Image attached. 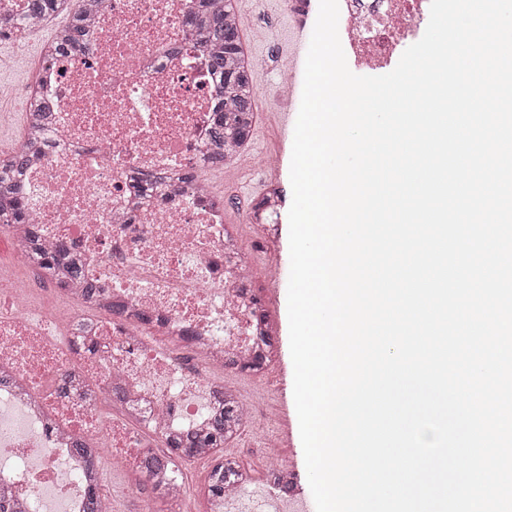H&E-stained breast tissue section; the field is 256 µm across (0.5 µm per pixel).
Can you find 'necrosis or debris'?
Here are the masks:
<instances>
[{
  "label": "necrosis or debris",
  "mask_w": 512,
  "mask_h": 512,
  "mask_svg": "<svg viewBox=\"0 0 512 512\" xmlns=\"http://www.w3.org/2000/svg\"><path fill=\"white\" fill-rule=\"evenodd\" d=\"M194 0H103L86 29L85 51L62 63L42 58L36 96L51 113L50 148L33 147L26 174L28 208L48 246H77L95 306L81 290L48 284L55 304L34 288L0 279V487L28 512H80L85 460L72 437L94 444L103 498L113 475H140L144 454L200 427L225 390L233 366L264 350L256 317L253 259L245 235L268 234L255 207L238 223L224 219V196L204 174L214 146L210 115L217 82L186 19ZM338 31L348 58L390 66L398 49L419 41L430 0H339ZM196 176L173 188L162 174ZM160 180L135 184L138 174ZM120 302L127 316L110 315ZM147 312L148 324L137 321ZM75 381L61 395L55 382ZM243 427L261 438L257 464L225 449L237 476L209 512H299L275 476L287 473L255 400L241 398Z\"/></svg>",
  "instance_id": "4bbe7bcc"
}]
</instances>
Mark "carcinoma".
Instances as JSON below:
<instances>
[{"instance_id":"carcinoma-1","label":"carcinoma","mask_w":512,"mask_h":512,"mask_svg":"<svg viewBox=\"0 0 512 512\" xmlns=\"http://www.w3.org/2000/svg\"><path fill=\"white\" fill-rule=\"evenodd\" d=\"M76 2L78 6L69 22L55 30L44 50L60 56L84 50L82 33L98 0ZM70 3L71 0H27V11L32 20L44 19L69 11ZM236 16L234 0H195V11L190 20L197 44L206 50L210 69L223 86L224 105L213 112L214 139L224 143V151H215L211 155V162L216 166L228 164L233 151L247 147L256 123L254 60L242 42ZM28 147L29 142L25 139L17 149L0 159V226L13 229L27 248L41 278L79 283L84 290L83 297L92 300L98 289L85 279L81 256L75 251L44 249L40 230L27 212L21 188L28 166ZM234 424L240 425L239 406L235 401H227L204 430L185 434L169 443V463L172 465L190 457L194 449L207 448L217 454L205 484L209 498L223 495L224 488L235 477L234 464L222 454L224 444L233 437ZM86 481L89 488L85 512H102L103 502L96 477L89 473Z\"/></svg>"}]
</instances>
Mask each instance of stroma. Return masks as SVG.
I'll return each mask as SVG.
<instances>
[{
  "instance_id": "stroma-1",
  "label": "stroma",
  "mask_w": 512,
  "mask_h": 512,
  "mask_svg": "<svg viewBox=\"0 0 512 512\" xmlns=\"http://www.w3.org/2000/svg\"><path fill=\"white\" fill-rule=\"evenodd\" d=\"M240 12L248 16V33L251 37L249 48L255 57L275 60L279 50L287 49L290 36L289 19L278 0H240ZM67 14L52 18L42 37L28 42L23 49L0 43V104L14 107L11 123L0 128V158L11 153L18 143L24 122L28 98L25 89L34 75L45 38L51 37L55 28L67 23ZM281 109L273 107L260 112L257 117L254 136L247 150L245 168L234 166L225 170L224 187L226 199L224 210L228 219H239L244 210L262 198L269 182H276L281 190L282 202L277 221V236L266 244L257 238L248 239L246 247L257 258L258 271L267 266L289 262L288 212L292 203L290 164L294 132L283 129ZM269 149L280 154L277 176H270L260 164L261 155ZM288 276H280L270 284L264 295V304L271 315L278 320L277 373L274 380L264 388H256L249 374L229 375L227 381L241 394L257 398L262 415L269 420L272 433L284 448L292 470L297 474L293 495L310 496L300 439L298 418L293 397V364L289 347L288 323Z\"/></svg>"
}]
</instances>
